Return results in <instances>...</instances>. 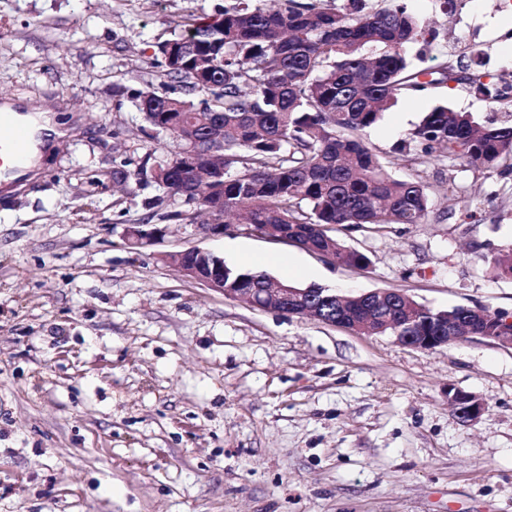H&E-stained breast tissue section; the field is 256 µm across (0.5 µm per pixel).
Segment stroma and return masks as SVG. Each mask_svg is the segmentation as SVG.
Instances as JSON below:
<instances>
[{
  "label": "stroma",
  "instance_id": "obj_1",
  "mask_svg": "<svg viewBox=\"0 0 512 512\" xmlns=\"http://www.w3.org/2000/svg\"><path fill=\"white\" fill-rule=\"evenodd\" d=\"M432 31L414 66L469 63L512 76L507 0H407ZM225 0H0V101L69 132L35 176L0 191V512H512V349L470 338L432 350L257 309L159 256L191 246L230 265L346 294L405 292L431 309L512 314V172L408 144L445 103L478 121L512 114L466 85L401 100L365 130L389 175L425 185L422 224L347 225L371 260L357 271L232 226L206 237L155 211L163 238L130 246L159 195L146 155L178 143L136 107L178 97L155 54ZM138 178L120 189L114 165ZM481 205L465 217L472 200ZM485 411L458 418L449 387Z\"/></svg>",
  "mask_w": 512,
  "mask_h": 512
}]
</instances>
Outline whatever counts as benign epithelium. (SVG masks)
Listing matches in <instances>:
<instances>
[{
	"mask_svg": "<svg viewBox=\"0 0 512 512\" xmlns=\"http://www.w3.org/2000/svg\"><path fill=\"white\" fill-rule=\"evenodd\" d=\"M164 234L165 228L157 224H131L126 231L127 241L133 247L152 244ZM160 259L211 290L229 298H243L256 308H274L288 316L313 318L347 330L355 328V323L350 321V315L344 313L331 315L325 312V308L331 305L345 306L346 298L334 289L289 288L278 281L272 282L269 288H226L224 287V258L197 246L163 253ZM373 296L389 299L392 307L397 305L399 299L408 298V295L402 291L378 290L363 293L357 296V300L360 303L367 302ZM406 327L409 328L406 334L400 327L395 329V339L405 346L421 350H432L464 340V337L452 334V330L448 328L446 315L442 316L438 324L431 329L419 325L412 316L406 321ZM472 335L498 345L512 346V331L503 326L481 327L474 330ZM448 401L465 423L477 421L485 410L484 403L477 396L452 386L448 387Z\"/></svg>",
	"mask_w": 512,
	"mask_h": 512,
	"instance_id": "1",
	"label": "benign epithelium"
}]
</instances>
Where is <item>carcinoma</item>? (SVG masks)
<instances>
[{
  "mask_svg": "<svg viewBox=\"0 0 512 512\" xmlns=\"http://www.w3.org/2000/svg\"><path fill=\"white\" fill-rule=\"evenodd\" d=\"M428 32L406 0L362 15L323 8L317 0H287L274 9L236 2L215 23L189 19L181 33L156 45L166 75L187 97L141 92L137 108L156 131L166 125L181 148L152 169L154 181L181 200L178 216L195 221L223 199L215 220L284 230L310 252L332 255L365 270L370 258L336 236L344 225L423 224L429 196L416 181L389 177L360 133L402 98H415L456 80L455 67L418 70L404 48ZM487 100L507 98L506 87L478 73L464 77ZM211 99L196 106L188 96ZM410 140L427 152L494 173L512 170V124H480L470 112L438 105L424 113ZM200 141L223 154L195 180L183 160ZM512 275V247L490 265ZM243 276L242 288H260L269 275L225 265L224 284Z\"/></svg>",
  "mask_w": 512,
  "mask_h": 512,
  "instance_id": "obj_1",
  "label": "carcinoma"
}]
</instances>
